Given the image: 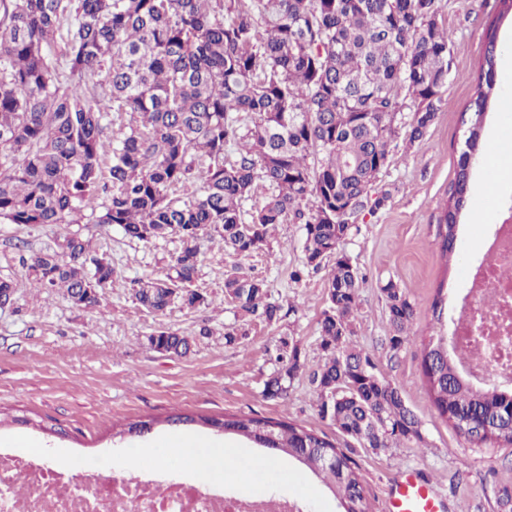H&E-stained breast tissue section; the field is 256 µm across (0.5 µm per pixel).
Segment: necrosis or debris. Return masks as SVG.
<instances>
[{
    "label": "necrosis or debris",
    "instance_id": "4bbe7bcc",
    "mask_svg": "<svg viewBox=\"0 0 512 512\" xmlns=\"http://www.w3.org/2000/svg\"><path fill=\"white\" fill-rule=\"evenodd\" d=\"M469 294L460 306L455 348L478 379L512 383V345L495 351L501 334L512 336V220L493 226L487 256L468 273ZM481 334H474V327ZM26 493H19L18 485ZM0 512H292L288 500H259L197 482L170 480L149 469L105 475L94 466L62 468L39 451L0 448Z\"/></svg>",
    "mask_w": 512,
    "mask_h": 512
}]
</instances>
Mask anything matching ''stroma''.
Returning <instances> with one entry per match:
<instances>
[{
    "label": "stroma",
    "mask_w": 512,
    "mask_h": 512,
    "mask_svg": "<svg viewBox=\"0 0 512 512\" xmlns=\"http://www.w3.org/2000/svg\"><path fill=\"white\" fill-rule=\"evenodd\" d=\"M496 11L497 0H441L437 21L448 31L450 49L441 106L424 137L414 143L406 136L410 112L399 115L389 163L369 190L370 197L384 203L356 211L339 244L359 275L351 341L370 353L378 373L400 389L419 421L421 440L382 450L356 446L320 415L310 376L324 361L320 320L333 262L305 270L303 224L278 225L271 246L251 255H232L218 241L202 239L194 286L207 295L208 305L152 313L137 303L134 288L139 280L164 277L178 239L143 243L126 237L119 226L86 216L76 224L0 223V279L15 284L11 303L0 308V410L13 417L0 427V448H38L62 465L94 462L105 473L132 475L150 465L153 455L174 454L177 438L187 437L205 449L225 448V490L264 500H297L308 512H339L336 500L297 464L283 459L259 469L255 463L267 457V449L235 435L165 422L175 414L270 418L297 423L337 447L353 446L371 512H384L392 480L410 468L433 478L447 502L446 512H500L497 492L512 487V447L476 444L457 434L433 406L421 367V340L435 325L432 304L438 286L448 290L444 317L452 319L466 287V269L483 257L488 227L500 220L496 214L476 220L477 208L494 191L501 202L512 199V184L493 189L483 166H476L454 260L445 262L438 220L464 141L461 114L473 92L485 29ZM73 235L110 258L116 272L98 304L87 309L74 306L62 290L34 287L20 264L21 257L58 249ZM297 270L303 273L298 280L293 277ZM233 271L263 281L268 301L281 307L277 322H244L236 304L224 296V277ZM389 281L414 309L407 339L396 348L390 343L394 330L381 291ZM204 326L210 335H200ZM161 328L192 337L189 355L152 349L148 338ZM239 328L245 337L225 344V332ZM285 340L297 346L301 367L287 391L273 397L265 383L278 368L276 356ZM23 415L44 419L63 433L17 424ZM145 416L163 423L135 438L113 436V425Z\"/></svg>",
    "instance_id": "35a3bbf8"
}]
</instances>
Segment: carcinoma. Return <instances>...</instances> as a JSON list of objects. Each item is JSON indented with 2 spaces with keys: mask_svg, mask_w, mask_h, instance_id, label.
I'll return each mask as SVG.
<instances>
[{
  "mask_svg": "<svg viewBox=\"0 0 512 512\" xmlns=\"http://www.w3.org/2000/svg\"><path fill=\"white\" fill-rule=\"evenodd\" d=\"M439 8V0H0V221L73 224L89 209L95 223L118 225L141 242L176 236L181 249L172 273L135 289L149 312L169 308L170 288L186 289L176 300L183 308L207 304L193 288L201 237L249 255L268 245L276 225L304 224L305 267L317 270L334 258L320 321L327 358L311 376L319 413L331 410L339 431L363 434L371 448L419 440L415 416L400 411L399 388L350 342L359 277L337 251L350 224L336 209L343 199L352 212L364 207L363 175L386 167L395 137L357 113L380 122L411 100V142L433 122L448 82L449 38L436 21ZM509 17L512 0H498L464 110L467 135L440 220L448 258L472 165L484 150L485 113L499 99L498 30ZM114 112L130 121L107 142L104 121ZM232 146L238 158L226 164ZM196 173L202 193H182ZM260 191L264 204L244 211ZM22 265L36 287L60 288L80 308L97 305L115 274L112 262L77 236ZM224 289L245 315L279 319L281 307L266 301L262 281L230 274ZM382 291L398 346L413 308L393 282ZM441 336L421 341L439 414L455 429L464 421L509 427L512 390L476 388ZM148 342L178 356L191 348L188 337L168 329ZM282 346L288 356L279 357L281 368L266 383L272 396L285 393L299 369L297 346ZM158 422H129L117 435L138 436ZM165 422L241 436L302 465L340 512H370L352 458L302 426L238 415L178 414Z\"/></svg>",
  "mask_w": 512,
  "mask_h": 512,
  "instance_id": "obj_1",
  "label": "carcinoma"
}]
</instances>
